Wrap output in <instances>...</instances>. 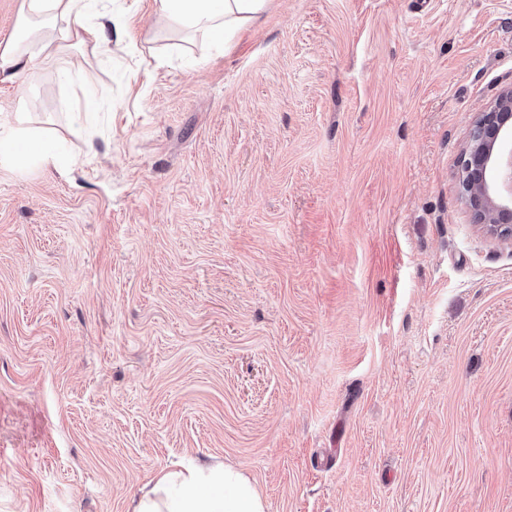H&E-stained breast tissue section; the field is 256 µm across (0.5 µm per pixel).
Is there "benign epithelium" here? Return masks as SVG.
Listing matches in <instances>:
<instances>
[{
    "label": "benign epithelium",
    "instance_id": "benign-epithelium-1",
    "mask_svg": "<svg viewBox=\"0 0 512 512\" xmlns=\"http://www.w3.org/2000/svg\"><path fill=\"white\" fill-rule=\"evenodd\" d=\"M461 186L474 221L512 238V86L481 113L461 156Z\"/></svg>",
    "mask_w": 512,
    "mask_h": 512
}]
</instances>
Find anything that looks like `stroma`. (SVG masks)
Masks as SVG:
<instances>
[{"mask_svg":"<svg viewBox=\"0 0 512 512\" xmlns=\"http://www.w3.org/2000/svg\"><path fill=\"white\" fill-rule=\"evenodd\" d=\"M128 27L0 109V512H129L229 465L267 512H512V241L459 165L512 0H268L209 46ZM4 123L0 117V157L24 167L33 162L55 165L59 147L42 130H31L23 115Z\"/></svg>","mask_w":512,"mask_h":512,"instance_id":"1","label":"stroma"}]
</instances>
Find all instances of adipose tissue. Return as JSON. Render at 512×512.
<instances>
[{
    "label": "adipose tissue",
    "mask_w": 512,
    "mask_h": 512,
    "mask_svg": "<svg viewBox=\"0 0 512 512\" xmlns=\"http://www.w3.org/2000/svg\"><path fill=\"white\" fill-rule=\"evenodd\" d=\"M157 14L219 43L251 25L267 0H155ZM88 0H21L18 32L0 43V84L25 85L68 48L108 46L104 28L85 22ZM58 147L45 131L32 130L24 116L0 121V157L25 166L55 164ZM131 512H266L258 489L225 466L160 474L133 501Z\"/></svg>",
    "instance_id": "obj_1"
}]
</instances>
